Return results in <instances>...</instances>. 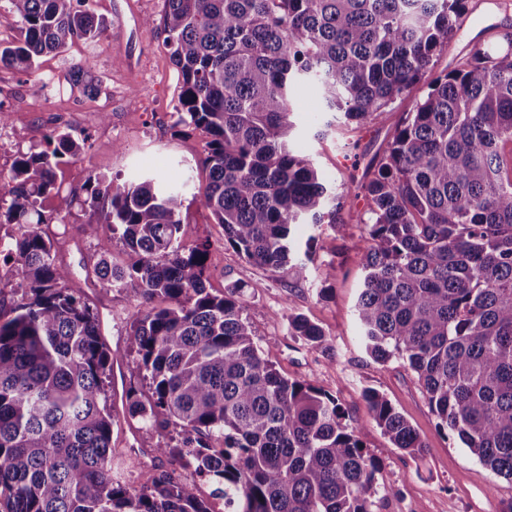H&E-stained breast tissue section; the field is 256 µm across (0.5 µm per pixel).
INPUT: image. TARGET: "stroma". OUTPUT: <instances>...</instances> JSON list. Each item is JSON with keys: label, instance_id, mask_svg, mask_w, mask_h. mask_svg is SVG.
<instances>
[{"label": "stroma", "instance_id": "obj_1", "mask_svg": "<svg viewBox=\"0 0 512 512\" xmlns=\"http://www.w3.org/2000/svg\"><path fill=\"white\" fill-rule=\"evenodd\" d=\"M89 6L111 24L100 40H75L62 53L38 57L25 74L0 66V110L10 114L8 135L0 139V171L9 172L19 152L45 149L48 135L63 129L76 138L88 137L91 148L63 165L61 195L79 193L92 171L121 182L180 174L184 207L179 237L186 246L211 242L209 292L220 296L225 288L239 286L243 315L278 372L309 381L337 399L351 426L361 431L366 452L381 463L378 483L383 490L375 498L374 512H512V482L494 475L457 436L439 431L425 392L405 361L395 358L381 365L367 355L355 315L368 209L357 187L392 122L427 93L426 83L392 104L388 119H375L344 135L329 128L334 115L321 110L314 92L294 90L291 145L313 157L337 194L347 197L345 233L327 224L314 233L306 228L294 233L298 244L313 245L309 277L299 282L225 247L223 225L199 202L198 190L207 178L200 160L208 136L200 129L176 126L180 76L162 36L147 25L161 19L164 0H89ZM494 24L512 34V0H489L485 13L449 41L434 74L455 68L473 50L501 44V37L486 32ZM76 67L90 71L97 92L66 82V73ZM34 81L43 83L44 91L30 93ZM87 220L75 204L64 223L45 225L44 230L58 262L69 272L67 287L90 305L112 350L105 390L113 416V458L138 459L143 451L177 438L178 431L144 427L122 406L129 389L143 397L149 393L135 368L137 356L126 343L138 302L87 278V269L97 260V240L86 232ZM331 266L336 272L329 278L325 271ZM322 288L328 289L327 297L319 296ZM298 314L325 331L330 351L312 349L290 335L288 320ZM369 389L386 397L414 427L427 446L422 457L411 458L381 433L364 398Z\"/></svg>", "mask_w": 512, "mask_h": 512}]
</instances>
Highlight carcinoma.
<instances>
[{
	"instance_id": "carcinoma-1",
	"label": "carcinoma",
	"mask_w": 512,
	"mask_h": 512,
	"mask_svg": "<svg viewBox=\"0 0 512 512\" xmlns=\"http://www.w3.org/2000/svg\"><path fill=\"white\" fill-rule=\"evenodd\" d=\"M20 36L0 64L29 71L44 53L94 41L110 27L88 0H9ZM156 26L179 69L175 125L209 134L200 202L224 246L273 272L308 279L302 225L346 228L344 202L311 156L290 145V99L314 87L327 112L362 125L410 94L445 46L468 0H165ZM512 39L478 50L428 84L391 127L361 185L370 218L355 306L368 355L401 358L443 432L512 480ZM89 150L66 130L20 154L0 186V248L20 299L0 322V503L5 512H372L381 464L336 398L282 376L242 317L240 289L206 286L208 242H179L183 184L119 183L90 173L79 202L98 234L92 273L141 301L128 332L150 398L126 394L129 416L180 428L154 449L178 468L112 463L105 377L112 350L80 295L63 287L42 225L58 171ZM11 188H6V185ZM121 244L126 260L112 259ZM291 335L328 348L307 317ZM384 436L418 458L425 444L375 390L364 394ZM137 473L136 481L126 474Z\"/></svg>"
}]
</instances>
